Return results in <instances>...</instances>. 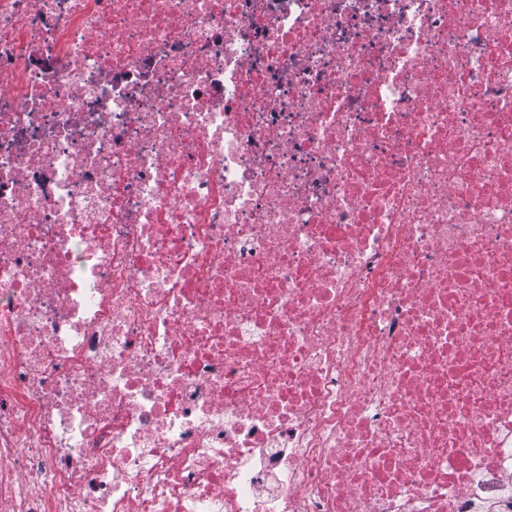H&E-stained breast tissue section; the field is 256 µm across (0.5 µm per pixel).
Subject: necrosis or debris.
Here are the masks:
<instances>
[{
  "instance_id": "obj_1",
  "label": "necrosis or debris",
  "mask_w": 512,
  "mask_h": 512,
  "mask_svg": "<svg viewBox=\"0 0 512 512\" xmlns=\"http://www.w3.org/2000/svg\"><path fill=\"white\" fill-rule=\"evenodd\" d=\"M0 512H512V0H0Z\"/></svg>"
}]
</instances>
